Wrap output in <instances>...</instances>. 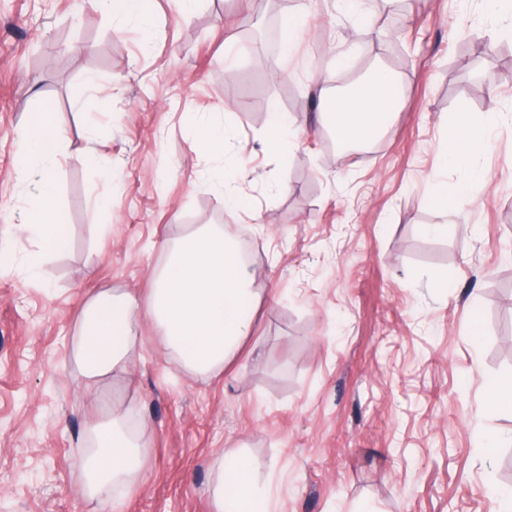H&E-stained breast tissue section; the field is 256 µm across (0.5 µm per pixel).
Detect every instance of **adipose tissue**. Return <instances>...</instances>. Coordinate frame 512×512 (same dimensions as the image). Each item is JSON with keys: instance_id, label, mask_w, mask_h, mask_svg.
<instances>
[{"instance_id": "obj_1", "label": "adipose tissue", "mask_w": 512, "mask_h": 512, "mask_svg": "<svg viewBox=\"0 0 512 512\" xmlns=\"http://www.w3.org/2000/svg\"><path fill=\"white\" fill-rule=\"evenodd\" d=\"M403 90L386 68H377L358 91L332 101L328 119L336 142L343 148L375 140L384 130ZM501 113H457L444 122L445 157L465 171L489 144L493 125ZM23 147L15 159V172L37 175L40 193L28 208L24 228L36 249L27 271L39 278L46 250H60L66 240L58 232L60 211L56 201V162L59 143L49 112L32 114L24 125ZM164 265L154 273V286L137 298L121 290L86 302L74 338L76 362L88 382L105 377L127 378L136 359L134 327L140 317L153 321L162 345L179 359L185 371L212 375L224 371L249 338L254 317L245 305L256 293L237 242L223 225H204L173 240L162 241ZM97 448L87 462V493L103 507L120 512L115 485L135 483L145 466L143 433L131 431L125 415L116 414L91 429ZM250 460L238 452L225 456L224 471L216 472L210 488L212 512H267V498L249 482ZM237 480L235 491L224 489L225 477Z\"/></svg>"}]
</instances>
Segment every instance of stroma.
Here are the masks:
<instances>
[{
    "mask_svg": "<svg viewBox=\"0 0 512 512\" xmlns=\"http://www.w3.org/2000/svg\"><path fill=\"white\" fill-rule=\"evenodd\" d=\"M291 5L307 37L262 54L241 37L264 20L262 0L187 13L150 0L147 31L91 0H0V245L16 257L0 271V512H99L89 429L116 409L147 441L123 512H212L206 488L230 450L272 489L271 512H497V491L512 490V446L485 451L512 434V412L488 403L512 373V50L489 37L481 0ZM377 64L404 87L392 120L367 146L329 148L328 99ZM273 104L294 122L286 154L265 141ZM45 109L67 246L34 280L16 226L37 184L18 181L14 160ZM462 111L503 115L479 159L488 177L433 206L438 175L460 177L442 153L443 122ZM203 118L230 127L254 215L231 214L207 185ZM91 149L111 180L82 164ZM189 224L223 225L253 251L261 300L246 345L222 375L193 377L140 320L131 376L99 380L88 404L73 355L83 305L145 294L165 262L157 242Z\"/></svg>",
    "mask_w": 512,
    "mask_h": 512,
    "instance_id": "35a3bbf8",
    "label": "stroma"
}]
</instances>
